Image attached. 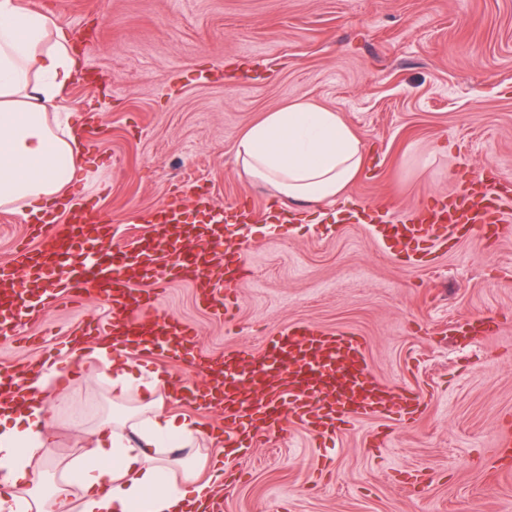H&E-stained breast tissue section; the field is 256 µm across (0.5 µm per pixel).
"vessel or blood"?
Listing matches in <instances>:
<instances>
[{"label": "vessel or blood", "instance_id": "b4317fda", "mask_svg": "<svg viewBox=\"0 0 512 512\" xmlns=\"http://www.w3.org/2000/svg\"><path fill=\"white\" fill-rule=\"evenodd\" d=\"M194 207L201 218L190 223L183 203L170 201L150 215L151 238L134 240L128 248L114 246L90 266L79 260L88 222L82 211L72 210L62 224L43 223L38 246L16 252L24 275L0 274V333L10 328L11 313L29 307L50 271L58 277L60 294L73 299L94 295L112 311L109 320L77 325V333L118 337L128 356L186 346L187 366L205 372L224 419L225 447H253L262 436L282 432L289 424L333 440L363 418L416 420L425 404L423 394L368 381L366 345L351 330L292 325L272 340L269 362L235 352L218 363L198 351L195 328L162 313L154 297L141 290L142 284L180 277L194 281L201 300L209 303L222 297L225 284L243 275L242 252L225 246L224 226L212 216L209 199L198 197ZM364 219L376 224L380 237L400 247L404 262L414 264L432 248L474 233L476 225L502 223L503 215L496 187L476 182L460 200L438 210L413 209L392 221L377 207Z\"/></svg>", "mask_w": 512, "mask_h": 512}]
</instances>
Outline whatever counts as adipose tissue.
I'll list each match as a JSON object with an SVG mask.
<instances>
[{"label": "adipose tissue", "mask_w": 512, "mask_h": 512, "mask_svg": "<svg viewBox=\"0 0 512 512\" xmlns=\"http://www.w3.org/2000/svg\"><path fill=\"white\" fill-rule=\"evenodd\" d=\"M79 66L53 17L0 0V210L36 221L84 180V148L64 107ZM235 152L240 176L272 187L285 207L336 200L366 157L339 112L304 98L249 127ZM63 353L111 371L122 413L91 429L94 446L67 463L66 484L32 488L53 439L54 408L41 390L61 375L58 364L38 366L26 402L0 410V512H207L224 464L200 454L207 432L195 419L169 411L167 374L114 359L108 341L71 342Z\"/></svg>", "instance_id": "ef3b65f1"}]
</instances>
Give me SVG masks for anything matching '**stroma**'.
<instances>
[{"instance_id": "35a3bbf8", "label": "stroma", "mask_w": 512, "mask_h": 512, "mask_svg": "<svg viewBox=\"0 0 512 512\" xmlns=\"http://www.w3.org/2000/svg\"><path fill=\"white\" fill-rule=\"evenodd\" d=\"M70 37L101 28L78 58L105 84L75 83L67 103L95 115L88 177L74 200L118 235L195 192L215 211L245 205L246 277L226 292L233 317L199 305L192 285L163 284L161 310L199 331L204 352L263 358L269 338L309 322L366 340L371 375L421 386L413 423L364 419L327 447L298 427L259 446L225 448L214 417L187 406L223 453V512H512V463L497 443L512 428V233L455 240L418 265L395 256L352 213L393 215L454 198L469 180L512 181V0H23ZM297 98L341 112L367 147L364 171L335 202L299 207L269 231L273 192L239 177L235 143ZM100 299L58 295L0 335V370L57 358L66 331L111 318ZM475 316L486 338L453 335ZM44 391L57 405L43 462L61 474L112 412L97 361Z\"/></svg>"}]
</instances>
